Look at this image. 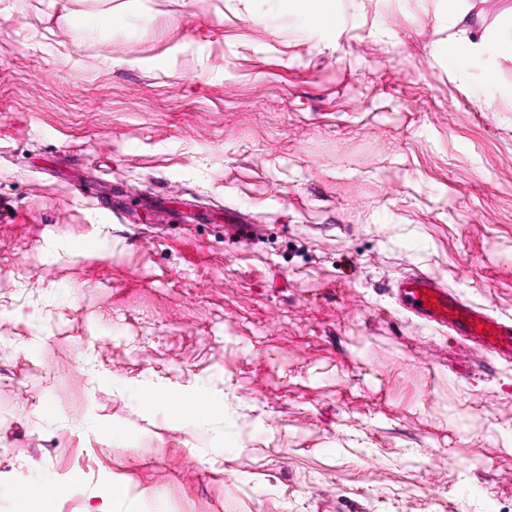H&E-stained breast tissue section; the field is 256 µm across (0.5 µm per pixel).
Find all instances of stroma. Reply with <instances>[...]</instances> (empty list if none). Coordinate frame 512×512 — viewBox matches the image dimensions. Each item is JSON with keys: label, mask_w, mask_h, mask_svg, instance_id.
Wrapping results in <instances>:
<instances>
[{"label": "stroma", "mask_w": 512, "mask_h": 512, "mask_svg": "<svg viewBox=\"0 0 512 512\" xmlns=\"http://www.w3.org/2000/svg\"><path fill=\"white\" fill-rule=\"evenodd\" d=\"M78 7L119 22L0 0V512H512V365L394 294L512 315V30L452 55L446 0ZM73 2H75V0H53L52 5L54 7H60L64 12V17L70 21L71 27L74 29L76 34L80 35L104 25V21L102 20L104 17L103 15H93L73 10L70 7V4ZM341 0H295L302 15L314 26H324L338 20Z\"/></svg>", "instance_id": "stroma-1"}]
</instances>
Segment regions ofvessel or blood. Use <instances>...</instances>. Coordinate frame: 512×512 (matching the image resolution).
<instances>
[{
  "label": "vessel or blood",
  "mask_w": 512,
  "mask_h": 512,
  "mask_svg": "<svg viewBox=\"0 0 512 512\" xmlns=\"http://www.w3.org/2000/svg\"><path fill=\"white\" fill-rule=\"evenodd\" d=\"M403 305L437 328H447L494 360L512 361V318L464 300L436 277L412 273L398 284Z\"/></svg>",
  "instance_id": "1"
}]
</instances>
